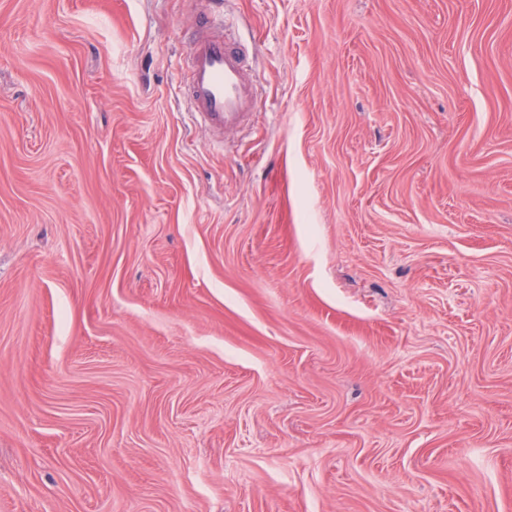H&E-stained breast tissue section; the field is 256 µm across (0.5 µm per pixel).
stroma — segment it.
<instances>
[{
  "label": "stroma",
  "instance_id": "stroma-1",
  "mask_svg": "<svg viewBox=\"0 0 512 512\" xmlns=\"http://www.w3.org/2000/svg\"><path fill=\"white\" fill-rule=\"evenodd\" d=\"M0 0V512H512V0ZM188 91L193 113L211 135L243 128L255 108L258 89L241 45L224 33L211 10L194 16L188 62Z\"/></svg>",
  "mask_w": 512,
  "mask_h": 512
}]
</instances>
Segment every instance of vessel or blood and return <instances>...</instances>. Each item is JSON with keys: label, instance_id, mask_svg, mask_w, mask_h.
<instances>
[{"label": "vessel or blood", "instance_id": "obj_1", "mask_svg": "<svg viewBox=\"0 0 512 512\" xmlns=\"http://www.w3.org/2000/svg\"><path fill=\"white\" fill-rule=\"evenodd\" d=\"M188 68L191 108L211 135L220 139L243 128L257 104L256 80L241 45L212 11L194 17Z\"/></svg>", "mask_w": 512, "mask_h": 512}]
</instances>
